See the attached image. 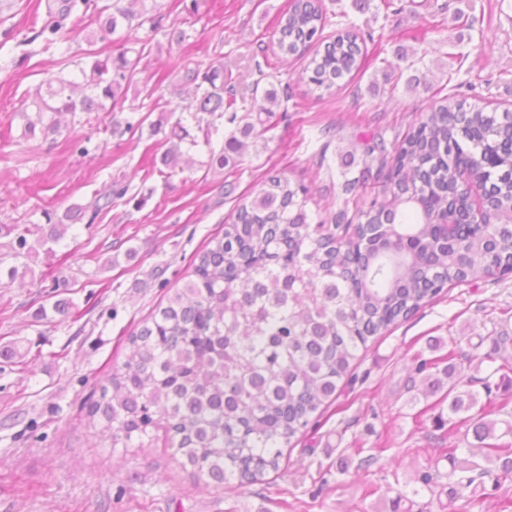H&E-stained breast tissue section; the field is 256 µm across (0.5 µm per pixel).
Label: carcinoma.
<instances>
[{
  "mask_svg": "<svg viewBox=\"0 0 512 512\" xmlns=\"http://www.w3.org/2000/svg\"><path fill=\"white\" fill-rule=\"evenodd\" d=\"M49 16L36 33L45 50L79 37L90 16L105 18L100 31L112 33L134 13L98 0H62ZM326 20L323 0H291L275 30L283 56L301 59L324 46L301 73L322 91L369 63L366 44L380 47L370 31L342 30L328 41ZM85 56L84 83L54 77L37 88L25 137L58 133L54 114L118 105L140 58ZM184 79L202 92L190 103L195 111H222L234 126L212 156L221 168L246 149L245 139L266 132L262 115L289 98L288 87L261 89L257 81L249 98L224 89L222 64L204 72L187 67ZM357 146L363 169L345 179L348 198L332 223H311L307 189L281 173L268 175L224 234L194 256L184 287L127 336L123 362L86 406L89 423L111 447L148 448L162 430L195 479L259 484L280 470L283 449L336 394L369 339L450 285L512 274V112L445 94L392 147L380 134L359 136ZM185 163L177 146L160 156L172 171ZM126 192L112 185L90 217L81 206L61 216L43 212L33 244L29 227L0 224V239H9L0 244V281L32 273L36 247L59 244L69 226L93 223ZM481 345L421 358L414 372L425 396L448 403V436L466 428L483 457L512 474V421L488 418L478 393L461 389L472 379L463 378L456 359L478 368L496 362ZM448 458L463 474L449 498L468 489L470 512H482L487 499L499 497V479L470 451L451 448Z\"/></svg>",
  "mask_w": 512,
  "mask_h": 512,
  "instance_id": "obj_1",
  "label": "carcinoma"
}]
</instances>
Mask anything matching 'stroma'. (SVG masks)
Segmentation results:
<instances>
[{
	"instance_id": "35a3bbf8",
	"label": "stroma",
	"mask_w": 512,
	"mask_h": 512,
	"mask_svg": "<svg viewBox=\"0 0 512 512\" xmlns=\"http://www.w3.org/2000/svg\"><path fill=\"white\" fill-rule=\"evenodd\" d=\"M59 0H0V224H43V211L89 206L113 183L126 195L91 224L72 225L52 251H38L33 275L0 287V512H466L448 496L456 478L435 441L438 409L410 383L414 358L430 357V339L468 352V337L512 333V275L448 288L436 302L359 350L336 399L304 436L284 450L281 469L243 491L235 484H194L164 442L142 450L110 447L86 424L83 406L113 366L125 339L180 288L196 253L232 223L235 210L269 169L309 187L314 202L343 207L340 161L359 131L381 128L395 140L431 99L406 80L426 74L434 87L512 112V0H323L324 33L372 31L381 53L331 91L300 81L304 60L278 64L273 36L287 0H156L153 23L120 26L87 42L43 51L33 19ZM128 53L140 65L112 112L62 116L55 139L23 135V113L47 78L79 80L85 50ZM467 61L451 74L453 55ZM69 58L61 67V58ZM223 66L246 88L288 86L269 130L252 140L234 173L210 167L230 125L219 114H173L186 91L184 67ZM331 128L323 138L310 126ZM89 137L88 155L73 153ZM187 151L189 169L160 175L171 145ZM235 191L225 195L224 181ZM69 304L65 316L37 319L40 308ZM378 454L359 468L361 456ZM351 461L340 473L338 458ZM440 478L415 501L405 498L421 471Z\"/></svg>"
}]
</instances>
